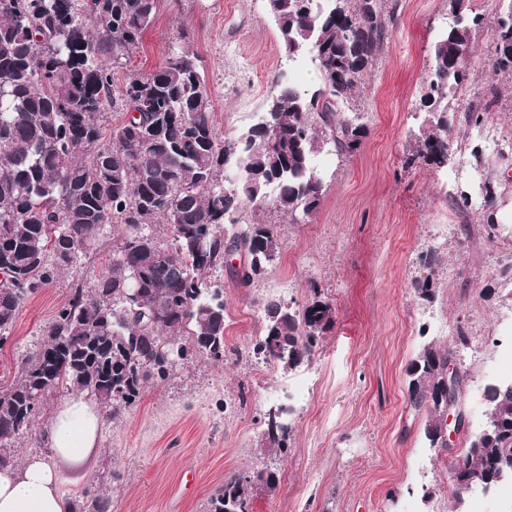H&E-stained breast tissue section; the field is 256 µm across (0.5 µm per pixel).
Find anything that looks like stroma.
I'll use <instances>...</instances> for the list:
<instances>
[{"label": "stroma", "instance_id": "35a3bbf8", "mask_svg": "<svg viewBox=\"0 0 512 512\" xmlns=\"http://www.w3.org/2000/svg\"><path fill=\"white\" fill-rule=\"evenodd\" d=\"M476 7L484 24L472 82L451 104L461 109L470 93L497 84L502 97L485 125L512 130V77L492 75L487 53L500 2L477 0ZM448 21V0H400L390 41L360 90L369 130L361 149L318 157L324 195L311 216L294 221L266 211L281 247L262 278L243 287L221 275L227 358L179 364L118 419L105 420L88 484L108 491L112 512H206L227 473L256 466L272 469L278 485L254 492L252 512H505L501 498L480 489L454 502L448 460L429 447L427 415L411 410L406 396L405 370L422 346L449 344L464 327L470 343L456 357L467 373L470 428L478 430L487 410L483 388L501 378L506 361L491 338L512 320V284L499 276L512 264V156L501 158L489 139L457 121L458 151L448 167L411 159L432 46ZM176 45L199 57L216 127L226 136L264 109L275 73L289 70L305 87L318 82L312 66L289 64L266 0H159L139 50L115 70V85L127 73L157 70ZM452 176L476 187L492 180L496 229L477 208L457 206ZM431 248L445 263L428 304L412 282L420 254ZM109 254L102 247L25 301L0 342V389L43 342L71 286L90 284ZM316 287L336 308L320 351L294 372L254 367L249 352L264 333L265 303L281 298L300 307ZM64 397L47 398L33 435L14 444L16 461L50 457L44 431ZM283 397L293 408L292 433L286 455L275 457L259 441L260 418Z\"/></svg>", "mask_w": 512, "mask_h": 512}]
</instances>
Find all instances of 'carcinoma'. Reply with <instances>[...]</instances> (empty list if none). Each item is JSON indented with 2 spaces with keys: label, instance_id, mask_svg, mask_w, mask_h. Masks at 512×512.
Returning <instances> with one entry per match:
<instances>
[{
  "label": "carcinoma",
  "instance_id": "1",
  "mask_svg": "<svg viewBox=\"0 0 512 512\" xmlns=\"http://www.w3.org/2000/svg\"><path fill=\"white\" fill-rule=\"evenodd\" d=\"M470 0H448L451 22L434 43L422 100L425 127L413 159L444 168L455 154L449 97L469 81L482 16ZM494 21L495 74L512 76V0ZM158 0H0V341L22 304L112 237L106 267L92 287L77 284L55 315L47 339L22 361L19 377L0 390V467L14 463L13 443L32 434L47 394L93 396L116 417L149 383L167 380L197 355L224 359V246L248 254L238 283L259 279L278 257L275 225L245 208L274 209L297 221L316 211L323 182L316 157L330 147L351 156L368 134L356 99L389 42L399 0H268L288 57L312 56L314 88L273 79L260 121L237 137L221 135L212 97L187 48L170 49L153 73L127 75L113 90L112 72L140 45ZM464 109L481 127L498 102ZM130 112L104 129L109 108ZM239 178L227 186L226 159ZM166 229L163 239L153 225ZM440 254L420 258L417 297L435 298ZM320 291L295 308L264 306L265 335L253 356L293 371L310 361L335 324ZM453 351L426 345L407 368L410 406L428 419L425 439L441 447L444 416L437 396ZM491 419L451 468L476 485L512 473V382L487 384ZM293 408L267 406L260 419L267 451L288 450ZM277 476L248 469L224 477L207 512H252L253 488H275ZM70 512H112L110 495L85 491Z\"/></svg>",
  "mask_w": 512,
  "mask_h": 512
}]
</instances>
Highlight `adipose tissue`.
Returning a JSON list of instances; mask_svg holds the SVG:
<instances>
[{
    "label": "adipose tissue",
    "instance_id": "obj_1",
    "mask_svg": "<svg viewBox=\"0 0 512 512\" xmlns=\"http://www.w3.org/2000/svg\"><path fill=\"white\" fill-rule=\"evenodd\" d=\"M102 413L84 394L68 396L45 432L51 459L27 456L20 466L0 469V512H70L62 477L79 483L92 474Z\"/></svg>",
    "mask_w": 512,
    "mask_h": 512
}]
</instances>
